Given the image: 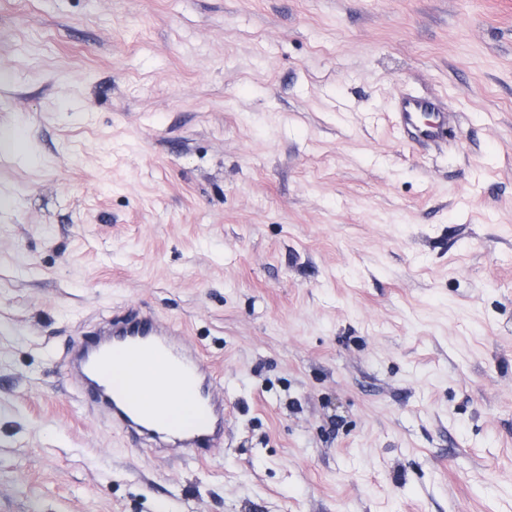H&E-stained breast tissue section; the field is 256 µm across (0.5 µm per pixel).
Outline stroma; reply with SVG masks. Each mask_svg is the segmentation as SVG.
Returning <instances> with one entry per match:
<instances>
[{
	"mask_svg": "<svg viewBox=\"0 0 512 512\" xmlns=\"http://www.w3.org/2000/svg\"><path fill=\"white\" fill-rule=\"evenodd\" d=\"M130 306L206 460L66 379ZM0 512H512V0H0ZM432 116L430 123L422 121V114ZM398 125L416 141L428 142L442 139L448 130V112H441L435 99L402 96L395 112ZM118 356L132 378L142 375V367L151 364L157 378L153 387L172 388L161 400L173 420L184 421L190 412L191 394L177 385L195 388L196 428L171 435L163 427L160 404L154 394L137 393L130 387H118L126 374L112 366V378L105 365ZM68 380L84 393L87 403L112 419L128 436L146 441L155 451L172 459L192 452L203 459L224 441V392L216 390V380L199 352L185 345L182 332L158 316L129 309L66 350L63 360ZM175 386V387H174Z\"/></svg>",
	"mask_w": 512,
	"mask_h": 512,
	"instance_id": "1",
	"label": "stroma"
}]
</instances>
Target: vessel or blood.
Listing matches in <instances>:
<instances>
[{
    "instance_id": "1",
    "label": "vessel or blood",
    "mask_w": 512,
    "mask_h": 512,
    "mask_svg": "<svg viewBox=\"0 0 512 512\" xmlns=\"http://www.w3.org/2000/svg\"><path fill=\"white\" fill-rule=\"evenodd\" d=\"M398 125L416 141L442 139L448 115L436 100L404 96L396 112ZM119 357L131 377L144 365L155 368L156 391L185 385L199 394L195 429L173 434L163 426L155 393L146 395L113 384L105 366ZM70 382L80 387L87 403L110 417L128 436L145 441L173 459L194 454L202 459L224 441V396L199 352L185 345L181 331L158 316L131 309L114 317L83 340L73 342L63 360Z\"/></svg>"
}]
</instances>
